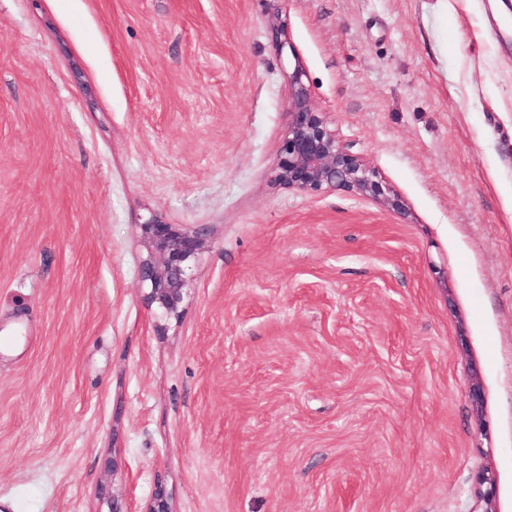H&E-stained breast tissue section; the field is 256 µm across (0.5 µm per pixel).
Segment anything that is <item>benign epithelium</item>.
I'll return each mask as SVG.
<instances>
[{"instance_id":"1","label":"benign epithelium","mask_w":512,"mask_h":512,"mask_svg":"<svg viewBox=\"0 0 512 512\" xmlns=\"http://www.w3.org/2000/svg\"><path fill=\"white\" fill-rule=\"evenodd\" d=\"M304 76L300 62H295L288 73V128L273 168L274 184L310 194L342 190L373 198L393 210L403 209L392 187L339 140L325 113L312 102ZM140 231L149 251V258L138 268L140 281L149 289L147 304L167 317L177 316L189 285L191 262L206 246L205 232L156 219L141 224ZM476 482L482 512H501L496 476L484 470ZM145 512H173L162 485L155 486Z\"/></svg>"}]
</instances>
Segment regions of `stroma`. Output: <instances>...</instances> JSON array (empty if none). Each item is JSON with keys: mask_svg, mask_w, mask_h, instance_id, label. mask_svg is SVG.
I'll use <instances>...</instances> for the list:
<instances>
[{"mask_svg": "<svg viewBox=\"0 0 512 512\" xmlns=\"http://www.w3.org/2000/svg\"><path fill=\"white\" fill-rule=\"evenodd\" d=\"M297 62L403 210L273 185ZM152 218L207 233L176 317ZM485 469L512 512V0H0V512H479Z\"/></svg>", "mask_w": 512, "mask_h": 512, "instance_id": "35a3bbf8", "label": "stroma"}]
</instances>
